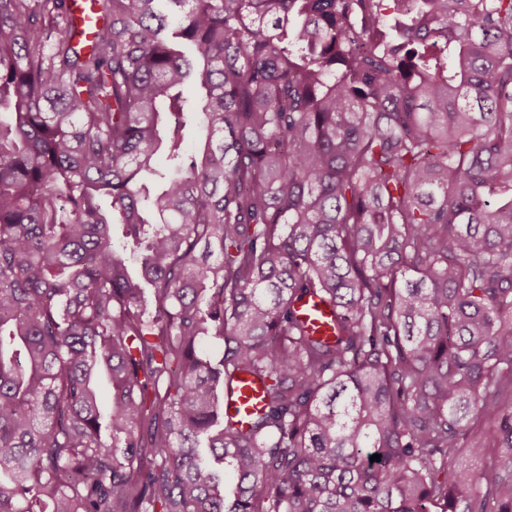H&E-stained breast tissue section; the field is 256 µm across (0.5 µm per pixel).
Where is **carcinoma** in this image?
<instances>
[{
  "label": "carcinoma",
  "mask_w": 512,
  "mask_h": 512,
  "mask_svg": "<svg viewBox=\"0 0 512 512\" xmlns=\"http://www.w3.org/2000/svg\"><path fill=\"white\" fill-rule=\"evenodd\" d=\"M94 6L0 0V512H512V0ZM66 7L73 19L71 35L76 39H90L96 24L92 0H67ZM298 310L301 311V316L307 317L308 320L313 323V325L317 328V330L323 334V336H331L332 335V325H329L330 316L327 314V310L323 307L320 309L315 308L314 302H306L303 304L297 305ZM240 383L242 385L231 393L224 392V414L245 422L263 405L264 389L260 382L250 376H243Z\"/></svg>",
  "instance_id": "1"
}]
</instances>
